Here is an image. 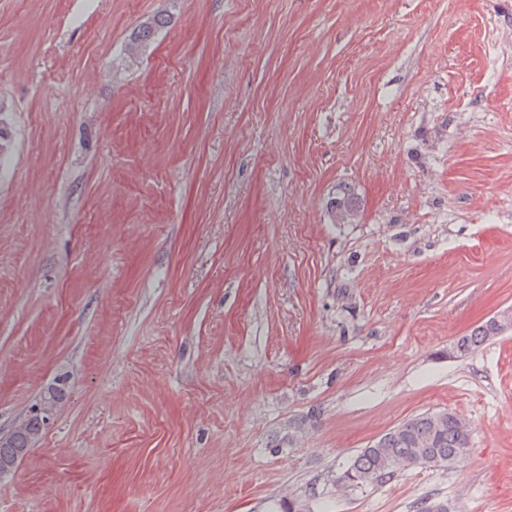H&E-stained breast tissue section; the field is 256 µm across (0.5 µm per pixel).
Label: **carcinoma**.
Returning <instances> with one entry per match:
<instances>
[{
    "instance_id": "obj_1",
    "label": "carcinoma",
    "mask_w": 512,
    "mask_h": 512,
    "mask_svg": "<svg viewBox=\"0 0 512 512\" xmlns=\"http://www.w3.org/2000/svg\"><path fill=\"white\" fill-rule=\"evenodd\" d=\"M173 23V14L163 9L130 28L120 48L122 63L112 67L111 82L121 83L126 65L145 58ZM363 208V200L349 186L336 189V194L326 202V211L334 224L355 222ZM497 336V327L486 320L458 337L454 348L458 356L466 357ZM71 387L70 373L61 370L39 400L48 397L59 408L67 401ZM44 430V424L38 419L23 416L12 436L13 453L0 459L18 466ZM472 433L471 422L447 408L416 415L399 422L361 449L346 469L336 476L335 483L343 488L362 489L388 483L415 466L433 465L449 469L458 461L460 450L471 447Z\"/></svg>"
}]
</instances>
